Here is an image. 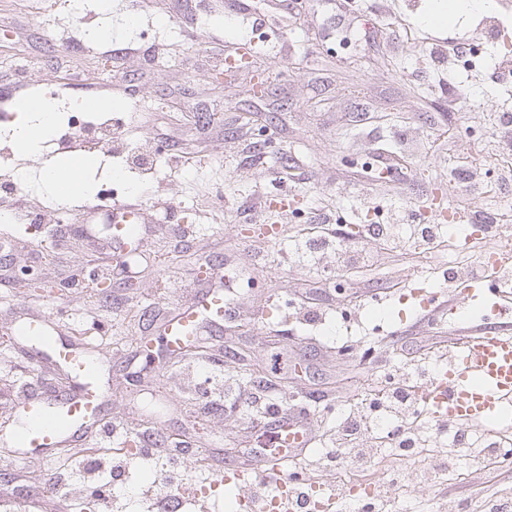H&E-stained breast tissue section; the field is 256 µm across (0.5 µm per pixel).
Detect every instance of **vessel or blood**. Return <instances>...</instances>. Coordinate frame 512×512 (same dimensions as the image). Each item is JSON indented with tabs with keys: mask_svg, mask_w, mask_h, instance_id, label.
Here are the masks:
<instances>
[{
	"mask_svg": "<svg viewBox=\"0 0 512 512\" xmlns=\"http://www.w3.org/2000/svg\"><path fill=\"white\" fill-rule=\"evenodd\" d=\"M135 204L114 208L112 240L124 246L137 237ZM474 296L473 288H465L451 309V321L462 324L456 340L453 362L445 377L426 386V403L435 417H448L467 426L490 423L494 412L512 403V335L489 327H465V304ZM227 313L222 287L202 292L193 309L178 311L164 324V343L170 350L182 348L200 334L204 324H215ZM17 335L34 350L38 359L64 370L71 386L64 396L47 398L36 393L25 394L18 403L13 427L0 432V446L25 454L36 449L64 448L78 431L106 427L101 416L105 396L96 383L98 361L90 343L74 345L52 336L40 321L31 320L19 327ZM308 435L300 432L273 434L264 447L262 462L266 479L280 495H287L293 482L283 469L286 447L306 448ZM256 473L254 466L228 461L220 479L243 486L250 485Z\"/></svg>",
	"mask_w": 512,
	"mask_h": 512,
	"instance_id": "obj_1",
	"label": "vessel or blood"
}]
</instances>
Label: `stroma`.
Wrapping results in <instances>:
<instances>
[{"instance_id":"stroma-1","label":"stroma","mask_w":512,"mask_h":512,"mask_svg":"<svg viewBox=\"0 0 512 512\" xmlns=\"http://www.w3.org/2000/svg\"><path fill=\"white\" fill-rule=\"evenodd\" d=\"M231 0H0V102L17 105L67 91L57 109L88 98L111 103L125 135L151 156L190 153L189 165L138 166L136 157L91 153V190L67 220L30 224L53 198L41 171L53 143L23 154L0 142V163L22 164L29 186L0 211V430L11 428L23 392L63 395L70 382L52 364L33 373L11 330L22 318L48 320L66 342L92 340L119 434L149 431V457L88 438L77 449L19 456L0 447V512H95L94 492L110 491L123 512H145L181 447L178 482L190 488L180 512H235L216 481L227 449L255 434V412L224 395L246 388L282 409L309 410L321 429L306 455L313 492L337 418L383 374L451 336L441 310L417 313L404 292L456 301L455 272L512 239V151L502 131L512 113V0H492L445 28L424 23L435 0H246L273 47L248 67L216 75L233 54L224 28ZM462 46L460 54L449 43ZM293 177L280 183L277 173ZM293 198L268 200L279 186ZM138 204L143 233L115 264L106 231L85 236L94 208ZM464 215L465 250L421 248L410 222L442 224ZM329 222L336 241L314 240ZM386 225L391 242L361 233ZM361 254L338 260L337 242ZM94 270L81 287L67 282ZM223 279L232 311L179 353L163 324L193 306L201 280ZM324 308L306 321L304 298ZM210 389L208 405L198 393ZM98 456L92 471L67 465L73 453ZM460 473L412 481L387 512H441L454 500L512 497V463L489 471L467 452ZM67 496H41L46 483Z\"/></svg>"}]
</instances>
